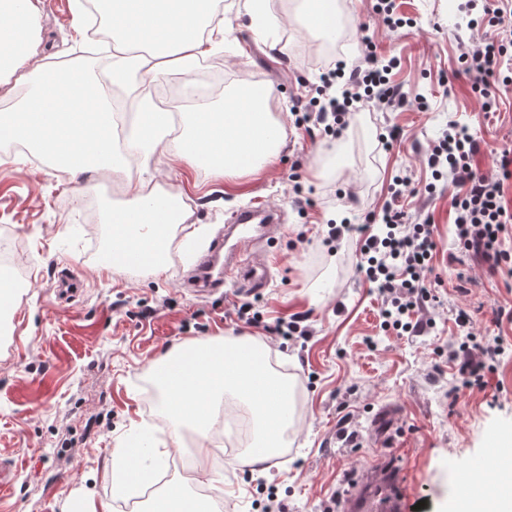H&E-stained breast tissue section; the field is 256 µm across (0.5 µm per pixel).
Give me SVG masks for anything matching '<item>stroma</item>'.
Listing matches in <instances>:
<instances>
[{
	"label": "stroma",
	"instance_id": "1",
	"mask_svg": "<svg viewBox=\"0 0 512 512\" xmlns=\"http://www.w3.org/2000/svg\"><path fill=\"white\" fill-rule=\"evenodd\" d=\"M336 35L318 38L295 20L300 0H273L283 16L275 46L247 27L230 31L247 56L214 57L221 90L211 103L251 86L271 87L269 108L287 130L277 160L256 172L226 178L191 168L165 146L138 159L135 172L181 195L192 211L174 225L162 274L107 266L102 252L109 226L102 214L120 195L107 176L73 174L49 159L34 160L0 145V228L29 286L10 311L0 337V460L13 468L14 493L0 512H68L71 501L93 496L123 512L128 497L112 493V465L129 438L154 427L152 445L164 451L157 472L212 488L223 479L217 512H262L275 492L285 512H344L351 487L373 469L388 472L399 512H452L456 471L478 464L488 444L512 436V323H496L512 309V278L491 275L481 257L465 252L455 235L451 175L432 180L425 157L448 129L466 127L480 151L473 169L497 178L503 151L512 152V85H496V103L482 99L461 56L484 38L468 28L481 5L469 0H397L408 26L390 30L375 0H336ZM40 49L53 61L82 67L94 86L114 53L111 41L81 28L76 0H41ZM395 58L391 83L421 94L426 110L363 106L349 112L344 141L322 126L295 120L314 96L330 62L362 59V36ZM188 73L168 70L124 90L130 114L142 101L188 118L190 102L175 86ZM422 190L404 203L411 224L434 226L436 249L421 315L433 329L421 336L383 330L376 288L355 268L359 243L329 236L330 224L366 223L390 199L395 174ZM255 202L280 211L285 226L274 244L273 277L260 295L225 288L209 299L189 295L178 274L205 249L240 207ZM83 286L64 298L55 288L62 267ZM261 323L238 320L241 304ZM466 312L475 335L502 337L503 355L489 360L485 391L465 388L449 357L459 348L456 317ZM308 317V341L273 331L277 320ZM250 335L287 371L295 392L297 430L288 456L265 466L244 465L248 438L223 460L184 455L169 424L151 403L152 363L176 346L211 336Z\"/></svg>",
	"mask_w": 512,
	"mask_h": 512
}]
</instances>
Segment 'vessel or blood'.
I'll return each mask as SVG.
<instances>
[{"instance_id":"1","label":"vessel or blood","mask_w":512,"mask_h":512,"mask_svg":"<svg viewBox=\"0 0 512 512\" xmlns=\"http://www.w3.org/2000/svg\"><path fill=\"white\" fill-rule=\"evenodd\" d=\"M279 226L276 210L255 204L238 209L225 225L222 235L214 237L198 257L191 272L182 277L184 287L196 291H219L225 282H233L247 292H258L268 285L265 263L254 261L243 251L242 241L252 239L273 244ZM386 479L382 471L371 476V485L361 494L346 497V512H395L396 506L382 492Z\"/></svg>"}]
</instances>
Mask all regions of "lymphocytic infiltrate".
<instances>
[{
	"instance_id": "f902f5d3",
	"label": "lymphocytic infiltrate",
	"mask_w": 512,
	"mask_h": 512,
	"mask_svg": "<svg viewBox=\"0 0 512 512\" xmlns=\"http://www.w3.org/2000/svg\"><path fill=\"white\" fill-rule=\"evenodd\" d=\"M487 12L489 36L463 56L465 71L476 85H487L490 77L503 71L508 46L512 45V0H497ZM396 62L366 48L363 62L345 69L336 62L333 69L322 73V88L328 96L316 109L314 119L326 131H333L344 116L358 105L372 103L395 106L408 103L407 95L397 93L389 74ZM479 151L477 140L466 128L449 124L447 135L435 145L426 158L433 176L451 172L462 186L461 195L452 200L457 235L466 250L480 255L489 264L491 274L502 273L504 238L512 232V206L504 199V183L476 174L471 160ZM391 200L381 215L378 228L367 225L340 224L332 227L333 236L356 233L360 236L357 262L360 273L374 284L381 297V326L400 334L419 335L430 328V321L412 319L411 313L427 297L425 280L436 248L434 227L405 221L402 200L409 192L408 176L393 178ZM464 341L458 372L466 387L485 390L488 385L486 361L504 351L498 336L474 338L467 316L457 320Z\"/></svg>"
}]
</instances>
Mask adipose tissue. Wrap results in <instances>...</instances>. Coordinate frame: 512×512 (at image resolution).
Returning <instances> with one entry per match:
<instances>
[{
  "label": "adipose tissue",
  "mask_w": 512,
  "mask_h": 512,
  "mask_svg": "<svg viewBox=\"0 0 512 512\" xmlns=\"http://www.w3.org/2000/svg\"><path fill=\"white\" fill-rule=\"evenodd\" d=\"M116 44L136 42V54L112 58V83L126 87L174 67L193 71L210 54L223 51L232 18L245 17L253 33L268 39L280 26L271 0H237L230 15L217 16L215 0H92ZM40 0H0V86L16 82L25 97L0 111V140L33 144L44 156L72 172L110 171L126 194L105 216L112 247L107 260L124 267L123 249L139 252L142 265L160 271L167 229L191 216L174 197L134 178L131 159L158 145L170 124L169 113H140L124 153L115 151L113 114L99 95L90 93L83 68L60 69L38 57L33 35L39 29ZM268 92L246 88L219 106L198 105L187 134L173 140L174 156L197 169L224 176L260 169L276 160L284 129L263 106ZM145 448L129 442L113 465L116 495L150 484ZM147 512H214L212 502L180 479L169 481L152 497Z\"/></svg>",
  "instance_id": "adipose-tissue-1"
}]
</instances>
